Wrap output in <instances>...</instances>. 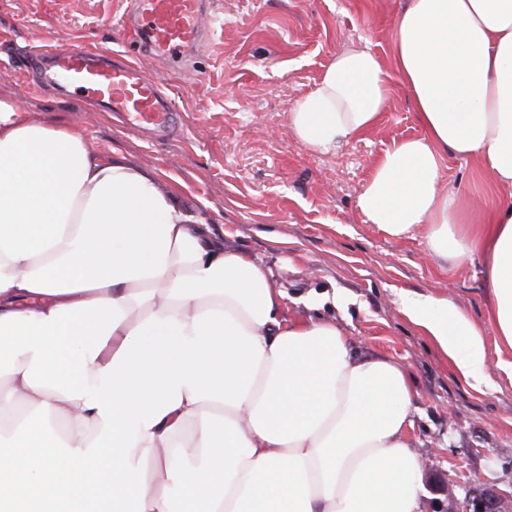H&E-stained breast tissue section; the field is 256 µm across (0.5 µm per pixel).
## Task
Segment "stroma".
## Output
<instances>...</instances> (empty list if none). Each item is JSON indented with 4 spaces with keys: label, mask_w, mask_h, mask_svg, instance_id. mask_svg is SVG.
Masks as SVG:
<instances>
[{
    "label": "stroma",
    "mask_w": 512,
    "mask_h": 512,
    "mask_svg": "<svg viewBox=\"0 0 512 512\" xmlns=\"http://www.w3.org/2000/svg\"><path fill=\"white\" fill-rule=\"evenodd\" d=\"M404 0H207L209 38L178 68L143 58L176 116L165 137H147L33 64L36 47L59 43L126 63L129 0H0V98L30 121L78 124L88 142L118 151L200 202L213 233L260 258L291 311L324 301L368 352L401 361L417 393L414 439L424 461L423 512L441 485L463 495L473 479L512 491V379L493 394L460 379L451 362L403 313L400 292L435 293L479 325L489 297L468 267L440 272L423 231L393 238L365 223L356 203L378 154L419 126L406 88L392 77L380 125L330 154L295 139L289 112L314 89L337 52L369 47L392 68V34ZM477 161L447 159L442 189L480 207L492 192ZM347 304L335 309L332 294Z\"/></svg>",
    "instance_id": "obj_1"
}]
</instances>
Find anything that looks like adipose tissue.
<instances>
[{
	"mask_svg": "<svg viewBox=\"0 0 512 512\" xmlns=\"http://www.w3.org/2000/svg\"><path fill=\"white\" fill-rule=\"evenodd\" d=\"M393 51L420 131L377 157L357 208L392 237L428 225L439 269L479 270L512 349V0H405ZM390 93L376 54L342 50L290 127L336 151ZM450 157L498 194L480 223L439 188ZM398 302L496 389L466 311ZM416 397L402 363L291 317L178 187L0 99V512H422Z\"/></svg>",
	"mask_w": 512,
	"mask_h": 512,
	"instance_id": "1",
	"label": "adipose tissue"
}]
</instances>
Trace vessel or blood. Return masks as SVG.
Returning a JSON list of instances; mask_svg holds the SVG:
<instances>
[{"instance_id": "b4317fda", "label": "vessel or blood", "mask_w": 512, "mask_h": 512, "mask_svg": "<svg viewBox=\"0 0 512 512\" xmlns=\"http://www.w3.org/2000/svg\"><path fill=\"white\" fill-rule=\"evenodd\" d=\"M126 24L135 47L159 58L185 55L206 34L202 0H136ZM36 58L132 128L165 131L174 124L160 86L139 64L115 67L103 55L72 46L45 49Z\"/></svg>"}]
</instances>
